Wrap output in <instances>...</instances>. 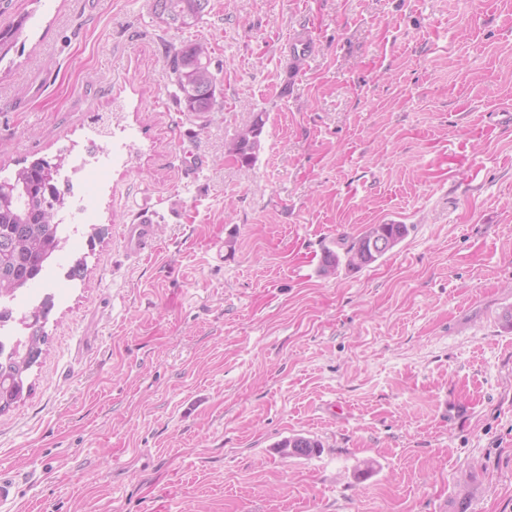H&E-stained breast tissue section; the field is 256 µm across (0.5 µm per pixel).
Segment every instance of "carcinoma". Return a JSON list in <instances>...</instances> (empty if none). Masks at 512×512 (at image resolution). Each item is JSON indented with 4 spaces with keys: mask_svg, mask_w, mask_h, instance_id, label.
<instances>
[{
    "mask_svg": "<svg viewBox=\"0 0 512 512\" xmlns=\"http://www.w3.org/2000/svg\"><path fill=\"white\" fill-rule=\"evenodd\" d=\"M210 0H153L155 15L166 25L182 29L199 21L206 13ZM26 17H20L12 27L0 30V61L15 46L16 35L22 29ZM210 48L205 42L182 45L170 55V72L177 88L179 104L183 111L201 114L209 112L216 103L217 78L211 69ZM263 130V119L256 117L253 123L235 138L229 153L244 164L256 158L259 137ZM49 164L37 159L19 168L14 181L26 191L19 195H6L0 199V309L10 303L24 289L41 279V273L53 262L65 242L59 236V224L55 218L66 202L65 193L59 190V182L43 185V167ZM410 232L408 224H373L350 244L344 246L343 254L327 250L322 259L326 272L337 269L341 261L359 269L377 261L369 250L370 239L378 236L397 246ZM54 306L48 295L34 309L39 317L23 321L22 336L16 337L10 349L0 343V398L10 393L18 374V361L31 369L42 354L41 342L46 339L44 331L48 316ZM284 456H311L322 448L320 441L294 436L277 443Z\"/></svg>",
    "mask_w": 512,
    "mask_h": 512,
    "instance_id": "1",
    "label": "carcinoma"
}]
</instances>
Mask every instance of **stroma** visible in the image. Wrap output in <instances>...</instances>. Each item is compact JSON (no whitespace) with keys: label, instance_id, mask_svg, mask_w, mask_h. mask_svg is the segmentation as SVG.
Wrapping results in <instances>:
<instances>
[{"label":"stroma","instance_id":"obj_1","mask_svg":"<svg viewBox=\"0 0 512 512\" xmlns=\"http://www.w3.org/2000/svg\"><path fill=\"white\" fill-rule=\"evenodd\" d=\"M21 16L0 179L128 149L85 179L57 259L84 276L0 415V469L29 474L11 512H512V0H210L182 29L152 0H0L1 29ZM195 41L223 65L200 116L169 70ZM389 220L412 227L392 251L323 273ZM294 435L321 452L282 456ZM263 130V119L255 118L253 123L242 130L235 138L229 153L244 164L252 163L256 158V150L259 146V137ZM156 239L155 212L147 205L143 206L134 224L124 225L123 249L134 258H140L152 249Z\"/></svg>","mask_w":512,"mask_h":512}]
</instances>
